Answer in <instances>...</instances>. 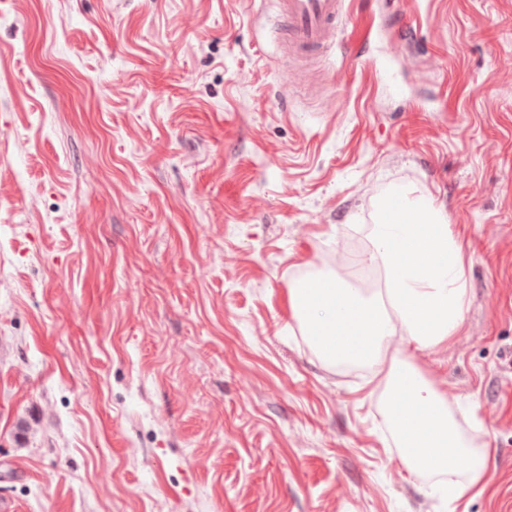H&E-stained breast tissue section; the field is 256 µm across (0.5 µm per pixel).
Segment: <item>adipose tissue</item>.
Here are the masks:
<instances>
[{
    "mask_svg": "<svg viewBox=\"0 0 512 512\" xmlns=\"http://www.w3.org/2000/svg\"><path fill=\"white\" fill-rule=\"evenodd\" d=\"M401 196L400 213L381 211L372 227V259L385 273L389 304L376 294L363 296L348 283L318 277L291 288V310L314 349L331 363L380 364L386 341L400 336L403 349L385 375L388 418L406 450V467L465 471L466 481L441 490L455 502L482 485L487 455L466 444L447 397L423 376L414 353L447 343L463 327V244L431 197L409 190Z\"/></svg>",
    "mask_w": 512,
    "mask_h": 512,
    "instance_id": "adipose-tissue-1",
    "label": "adipose tissue"
}]
</instances>
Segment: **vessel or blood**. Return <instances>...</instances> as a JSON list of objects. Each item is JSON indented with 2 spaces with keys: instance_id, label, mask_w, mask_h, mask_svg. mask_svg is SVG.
<instances>
[{
  "instance_id": "obj_1",
  "label": "vessel or blood",
  "mask_w": 512,
  "mask_h": 512,
  "mask_svg": "<svg viewBox=\"0 0 512 512\" xmlns=\"http://www.w3.org/2000/svg\"><path fill=\"white\" fill-rule=\"evenodd\" d=\"M286 38L296 50L326 52L333 31L345 13V0H275Z\"/></svg>"
}]
</instances>
